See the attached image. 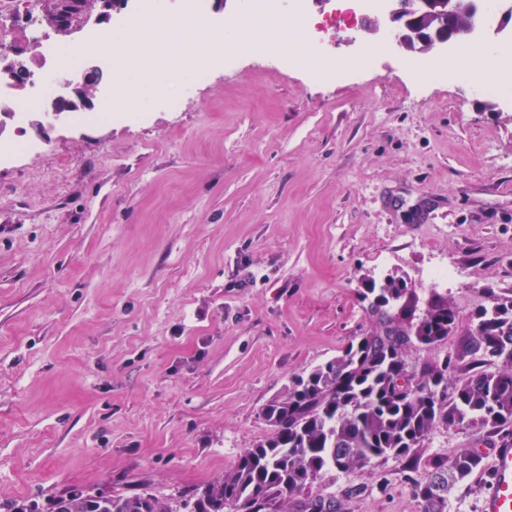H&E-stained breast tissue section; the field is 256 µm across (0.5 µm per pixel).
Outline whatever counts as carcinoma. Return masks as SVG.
<instances>
[{
  "mask_svg": "<svg viewBox=\"0 0 512 512\" xmlns=\"http://www.w3.org/2000/svg\"><path fill=\"white\" fill-rule=\"evenodd\" d=\"M39 7L47 26L68 36L56 5L39 0ZM88 97L72 85L59 109L89 108ZM483 292L489 305L476 314L462 349L412 366V350L435 348L458 329L457 311L436 292L420 301L400 275L367 280L358 289L367 329L338 356L293 378L262 408L270 436L223 474L170 496L146 488L118 495L72 489L8 512H343L342 499L362 488L347 486L338 498L315 485L389 459L402 465L420 512H447L451 491L481 468L483 457L467 449L431 461L421 472L415 459L426 437L461 424L497 438L512 436V289ZM490 357L499 363L489 364ZM467 358L472 374L453 381L451 371Z\"/></svg>",
  "mask_w": 512,
  "mask_h": 512,
  "instance_id": "carcinoma-1",
  "label": "carcinoma"
}]
</instances>
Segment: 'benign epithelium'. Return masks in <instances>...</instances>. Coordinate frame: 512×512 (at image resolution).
I'll return each instance as SVG.
<instances>
[{
	"label": "benign epithelium",
	"instance_id": "7a95c632",
	"mask_svg": "<svg viewBox=\"0 0 512 512\" xmlns=\"http://www.w3.org/2000/svg\"><path fill=\"white\" fill-rule=\"evenodd\" d=\"M482 0H392L387 24L373 20L369 32L390 45L409 61L442 52L468 34L481 12Z\"/></svg>",
	"mask_w": 512,
	"mask_h": 512
}]
</instances>
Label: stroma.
I'll return each mask as SVG.
<instances>
[{"label": "stroma", "mask_w": 512, "mask_h": 512, "mask_svg": "<svg viewBox=\"0 0 512 512\" xmlns=\"http://www.w3.org/2000/svg\"><path fill=\"white\" fill-rule=\"evenodd\" d=\"M238 35L210 77L171 68L180 106L142 120L45 122V150L0 169V512L66 489L159 495L229 469L270 428L263 406L367 325L365 278L432 268L463 346L485 288L512 289V110L416 67L370 35L339 41L345 83L248 47L240 0H209ZM436 429L422 462L482 445ZM345 512H419L401 467Z\"/></svg>", "instance_id": "1"}]
</instances>
